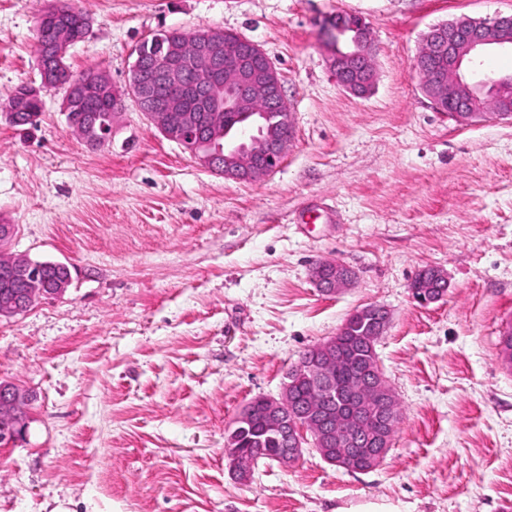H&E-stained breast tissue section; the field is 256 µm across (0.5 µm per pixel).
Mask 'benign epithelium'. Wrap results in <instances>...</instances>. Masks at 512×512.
<instances>
[{"label": "benign epithelium", "instance_id": "1", "mask_svg": "<svg viewBox=\"0 0 512 512\" xmlns=\"http://www.w3.org/2000/svg\"><path fill=\"white\" fill-rule=\"evenodd\" d=\"M354 47L342 54L331 52L329 66L339 84L348 92L362 96L372 87L376 72L361 66L369 58L372 38L366 23L355 19ZM77 41L74 30L66 25L53 29L51 46L54 57L65 56ZM425 44L415 61V70L422 76V89L439 112L455 120L472 122L483 114L474 111L483 94V84L467 82L459 71L466 62H474L491 48H512V14H497L492 18L474 21L458 19L430 28ZM255 58L262 61L254 66L231 52L226 31L204 29L198 33L195 52L184 55L170 48L157 72V80L168 94L159 98L152 84L142 78L138 62L129 70L124 91L137 98L148 119L168 139L188 150L204 167L218 168L225 178L240 182L259 180L273 172L284 157L292 128V112L285 95L280 73L259 45H253ZM448 58V75H434L433 61ZM120 94L112 81L97 74L81 87L80 95L87 99L106 92ZM235 112L240 121L237 131L224 123V113ZM207 121L213 131L212 139L200 143L195 131ZM222 163H216V157ZM16 233V225L0 224V277L3 295L0 296V316L25 312L36 302L62 296L60 288H37L39 268L27 257L3 249ZM355 277L347 266L323 261L312 270L315 287L325 294H335L348 287ZM371 324L370 335L381 337L391 322L390 311L383 305L370 304L351 313ZM336 337L330 336L309 348L307 360L290 369L291 374L319 389L321 396L304 406L291 400L292 384L285 383L279 397L256 396L243 409L234 428L225 437L224 447L237 446L243 424L258 415L266 431L291 439V447L275 456L288 464L303 452L305 437L316 438L329 432L342 438L351 436L365 445L364 458L352 453L332 461L349 473L373 470L384 459L390 447V437L382 433L371 415L375 403L388 404L392 389L387 384L377 353L366 360L365 380L350 396L359 412L328 411L327 401L341 396L336 389ZM33 396L9 383L0 384V444L13 445L22 440L29 428V407ZM235 480L246 485L252 481L254 465H243L229 457Z\"/></svg>", "mask_w": 512, "mask_h": 512}]
</instances>
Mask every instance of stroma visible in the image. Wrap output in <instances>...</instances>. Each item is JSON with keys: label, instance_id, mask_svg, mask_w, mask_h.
Masks as SVG:
<instances>
[{"label": "stroma", "instance_id": "35a3bbf8", "mask_svg": "<svg viewBox=\"0 0 512 512\" xmlns=\"http://www.w3.org/2000/svg\"><path fill=\"white\" fill-rule=\"evenodd\" d=\"M55 0H0V102L39 82L36 23ZM92 26L72 73L124 87L132 51L177 28L259 45L281 73L292 135L280 166L243 183L199 165L124 98L112 141L89 149L63 90L37 126L0 115V224L9 250L67 263L58 299L0 317V382L34 395L23 441L0 447V512H512V120L461 124L414 69L425 34L512 13V0H66ZM370 28L376 81L343 90L324 23ZM321 261L348 266L325 295ZM448 274L420 306L423 268ZM387 307L376 345L401 410L376 469L313 448L229 472L224 436L275 396L288 367L355 309ZM355 277L347 266L332 261H323L312 270V281L316 288L325 294H335L347 288ZM423 270H431V274L434 280L438 281L442 287L441 288H422L427 292H431L432 294L439 293L441 289H444V293L448 289V277L447 273L444 270L437 269L434 267H429ZM412 299L416 301L421 306H428L429 304L437 302L444 295H432L422 291L417 290L416 288L410 289Z\"/></svg>", "mask_w": 512, "mask_h": 512}]
</instances>
